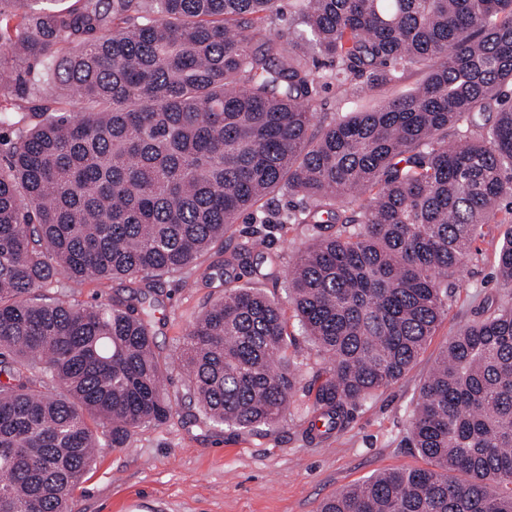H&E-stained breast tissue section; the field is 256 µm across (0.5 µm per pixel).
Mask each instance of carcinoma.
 <instances>
[{"mask_svg":"<svg viewBox=\"0 0 512 512\" xmlns=\"http://www.w3.org/2000/svg\"><path fill=\"white\" fill-rule=\"evenodd\" d=\"M282 2L0 0V55L17 59L0 68V512H72L97 452L184 399L217 428L299 414L311 435L340 430L415 363L483 226L512 224V0H288L297 25L277 29ZM414 69L413 93L316 123L318 86L352 102ZM62 91L68 112L49 106ZM275 193L311 240L286 269L324 362L302 404L279 303L230 277H274L284 254L256 234L224 246ZM212 250L203 278L224 297L176 350L181 398L155 313L164 278ZM498 277L512 291V231ZM62 279L122 287L79 306L45 294ZM410 437L430 467L320 512H512L511 304L451 337Z\"/></svg>","mask_w":512,"mask_h":512,"instance_id":"cac0c4a2","label":"carcinoma"}]
</instances>
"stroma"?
<instances>
[{"label": "stroma", "instance_id": "1", "mask_svg": "<svg viewBox=\"0 0 512 512\" xmlns=\"http://www.w3.org/2000/svg\"><path fill=\"white\" fill-rule=\"evenodd\" d=\"M506 230L484 225L461 271L448 280V313L405 377L351 408L329 436L308 434L293 416L276 427L238 432L194 418L143 429L131 448L104 450L74 493L75 512H319L343 488L394 467L427 462L408 439L421 384L449 339L504 302L497 249ZM198 270L162 285L158 332L162 351L175 350L201 314L224 294Z\"/></svg>", "mask_w": 512, "mask_h": 512}]
</instances>
